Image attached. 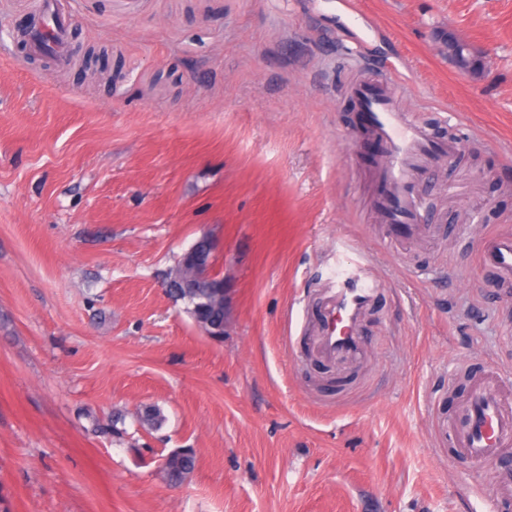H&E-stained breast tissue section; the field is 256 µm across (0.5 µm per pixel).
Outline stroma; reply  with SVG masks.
<instances>
[{"mask_svg": "<svg viewBox=\"0 0 512 512\" xmlns=\"http://www.w3.org/2000/svg\"><path fill=\"white\" fill-rule=\"evenodd\" d=\"M65 2L59 62L18 34L37 0H0V512H512L451 438L476 381L512 401V287L475 248L512 226V0ZM391 76L460 143L406 241L349 96ZM205 234L220 340L165 290ZM367 250L369 351L330 387L317 308ZM179 448L196 468L171 486ZM448 50L453 53L460 63V68L468 71L476 69L479 59L471 52L470 44L467 41L457 37H449ZM183 454L168 457L163 462L160 475L169 484H180L195 469V454L191 448H182Z\"/></svg>", "mask_w": 512, "mask_h": 512, "instance_id": "obj_1", "label": "stroma"}]
</instances>
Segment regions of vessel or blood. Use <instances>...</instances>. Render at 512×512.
<instances>
[{
    "label": "vessel or blood",
    "mask_w": 512,
    "mask_h": 512,
    "mask_svg": "<svg viewBox=\"0 0 512 512\" xmlns=\"http://www.w3.org/2000/svg\"><path fill=\"white\" fill-rule=\"evenodd\" d=\"M70 22L60 0H42L38 21L27 33L32 51L52 47L62 54ZM350 96L357 124L366 140L363 152L372 156L377 173L373 204L388 238L412 236L425 223L423 180L432 164L452 155L454 141L438 138L433 129L411 119L395 103L387 84L352 86ZM483 268L502 283L512 284V230L504 229L479 242ZM381 284L368 264L353 261L339 271L321 304L316 350L321 358L352 362L363 359L368 341L363 321L374 305ZM512 440V404L486 387L474 389L466 400V423L454 438L472 462L497 460Z\"/></svg>",
    "instance_id": "1"
}]
</instances>
